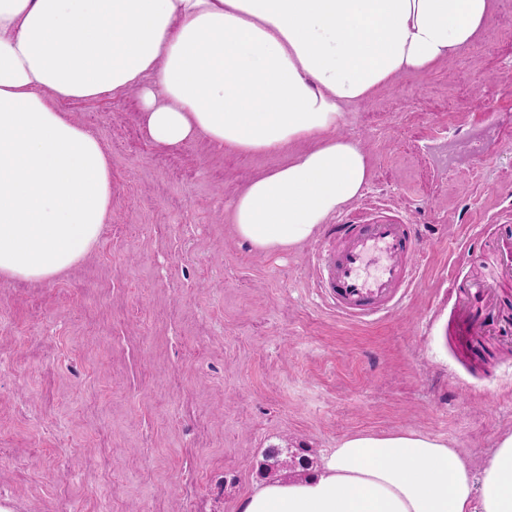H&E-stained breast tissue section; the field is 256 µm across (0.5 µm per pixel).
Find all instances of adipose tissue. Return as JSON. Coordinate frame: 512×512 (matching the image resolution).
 I'll list each match as a JSON object with an SVG mask.
<instances>
[{"label": "adipose tissue", "instance_id": "adipose-tissue-1", "mask_svg": "<svg viewBox=\"0 0 512 512\" xmlns=\"http://www.w3.org/2000/svg\"><path fill=\"white\" fill-rule=\"evenodd\" d=\"M494 0H0V278L53 280L112 211L102 143L62 103L137 93L149 139L287 152L235 195L254 251L297 248L360 198L347 105L470 46ZM237 512H512V431L475 466L430 434L356 432L308 479L257 485Z\"/></svg>", "mask_w": 512, "mask_h": 512}]
</instances>
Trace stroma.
I'll return each mask as SVG.
<instances>
[{
  "label": "stroma",
  "instance_id": "stroma-1",
  "mask_svg": "<svg viewBox=\"0 0 512 512\" xmlns=\"http://www.w3.org/2000/svg\"><path fill=\"white\" fill-rule=\"evenodd\" d=\"M71 112L111 158L112 213L59 278L0 280V512H236L267 448L316 463L355 432L417 430L479 464L512 430V349L469 359L448 298L491 269L482 225H512V0L435 71L347 108L372 179L292 251L254 252L227 214L286 153L166 151L131 96ZM374 219L415 225L418 279L397 311L345 320L319 250Z\"/></svg>",
  "mask_w": 512,
  "mask_h": 512
}]
</instances>
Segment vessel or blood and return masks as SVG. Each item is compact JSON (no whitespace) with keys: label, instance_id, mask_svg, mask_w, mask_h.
Wrapping results in <instances>:
<instances>
[{"label":"vessel or blood","instance_id":"vessel-or-blood-1","mask_svg":"<svg viewBox=\"0 0 512 512\" xmlns=\"http://www.w3.org/2000/svg\"><path fill=\"white\" fill-rule=\"evenodd\" d=\"M419 241L408 224L380 221L340 224L336 244L321 254L318 286L337 314L369 318L395 311L416 278L410 261ZM496 274L453 280L455 341L481 356L489 343L512 346V313L499 299L501 282L512 280V232L493 244Z\"/></svg>","mask_w":512,"mask_h":512}]
</instances>
